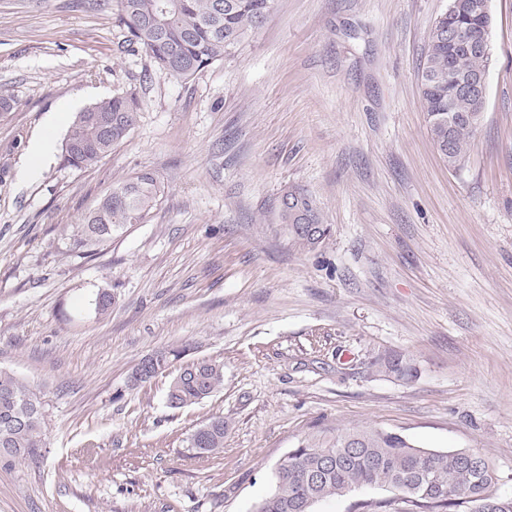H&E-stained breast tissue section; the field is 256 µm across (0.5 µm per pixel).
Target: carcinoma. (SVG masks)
I'll use <instances>...</instances> for the list:
<instances>
[{"label":"carcinoma","mask_w":512,"mask_h":512,"mask_svg":"<svg viewBox=\"0 0 512 512\" xmlns=\"http://www.w3.org/2000/svg\"><path fill=\"white\" fill-rule=\"evenodd\" d=\"M472 0H454L436 19L428 36L420 75V95L426 123L440 159L450 169L469 157L473 128L467 123L448 130V112L466 113L480 121L477 102L453 94L448 68L459 74L488 70L491 55L454 49L439 30L466 32L481 18L467 9ZM274 0H116L118 20L125 30L123 43L149 54L156 71L188 81L208 66L235 54L246 39L269 20ZM139 104L132 95L116 94L79 112L63 142L64 162L81 169L112 153L135 128ZM164 194V185L151 170L119 180L96 208L76 226L73 245L88 252L144 224ZM280 216L293 245L308 251L331 236L321 211L305 189L286 185L279 196ZM381 368L402 378L414 376L409 359L391 355ZM224 385V364L193 360L169 382L168 407L195 404ZM45 422L37 395L14 374L0 370V448H17L9 461H32L45 448ZM197 457L224 449V418L199 425L189 438ZM461 450H432L415 445L395 430L363 424L322 428L301 437L279 462L274 489L254 512H313L326 499L345 497L356 489L385 491L403 483L410 491L382 500L362 501L358 512H512V497H489L496 473L477 453L467 465Z\"/></svg>","instance_id":"obj_1"}]
</instances>
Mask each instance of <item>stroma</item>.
I'll return each instance as SVG.
<instances>
[{
    "label": "stroma",
    "mask_w": 512,
    "mask_h": 512,
    "mask_svg": "<svg viewBox=\"0 0 512 512\" xmlns=\"http://www.w3.org/2000/svg\"><path fill=\"white\" fill-rule=\"evenodd\" d=\"M449 0H275L234 57L184 82L123 49L113 0H0V369L37 394L46 446L0 459V512H251L297 440L370 423L481 453L512 497V0H490L486 103L470 156L433 147L419 74ZM134 95L140 118L97 163L22 174L68 106ZM156 172L149 221L88 254L72 234L114 181ZM294 184L332 227L297 249ZM111 292L108 315L90 302ZM224 365L169 408L145 356ZM396 353L417 370L378 371ZM224 419V450L193 430ZM279 208L288 235L293 245L299 249L314 251L331 236L330 224H323L316 198L305 189L296 185L284 186L279 196ZM298 224H316L319 234L306 238L295 229ZM181 355H182V352H180V351H171L168 353H165V352L156 353L155 356L157 359L158 368L155 373L156 374L155 376L163 373L166 369H168V367L170 366L171 360H178V359H180ZM171 356H172V358H171ZM155 376H154V374L147 373L145 368H143L141 365H139V366L135 367L131 371V373L128 375L127 384H128V386H131V387L138 386L144 382L150 381ZM195 456H213L224 449V419L213 417L199 425L189 438Z\"/></svg>",
    "instance_id": "obj_1"
}]
</instances>
